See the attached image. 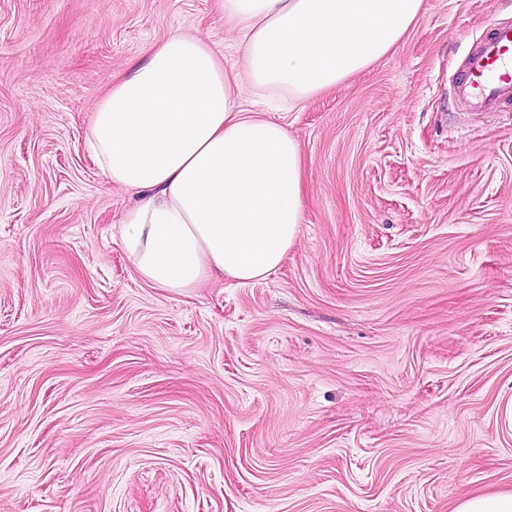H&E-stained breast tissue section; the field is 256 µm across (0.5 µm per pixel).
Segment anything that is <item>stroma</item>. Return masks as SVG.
<instances>
[{"label": "stroma", "mask_w": 512, "mask_h": 512, "mask_svg": "<svg viewBox=\"0 0 512 512\" xmlns=\"http://www.w3.org/2000/svg\"><path fill=\"white\" fill-rule=\"evenodd\" d=\"M512 0H425L396 49L280 113L304 222L278 270L136 273L95 102L211 0H0V512H450L512 490V106L455 95Z\"/></svg>", "instance_id": "stroma-1"}]
</instances>
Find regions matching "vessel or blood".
<instances>
[{"label": "vessel or blood", "instance_id": "1", "mask_svg": "<svg viewBox=\"0 0 512 512\" xmlns=\"http://www.w3.org/2000/svg\"><path fill=\"white\" fill-rule=\"evenodd\" d=\"M456 93L477 109L512 101V23L469 53Z\"/></svg>", "mask_w": 512, "mask_h": 512}]
</instances>
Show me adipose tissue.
<instances>
[{
	"mask_svg": "<svg viewBox=\"0 0 512 512\" xmlns=\"http://www.w3.org/2000/svg\"><path fill=\"white\" fill-rule=\"evenodd\" d=\"M212 3L240 35L239 68L170 33L97 101L87 139L108 181L139 196L122 223L137 273L176 292L263 280L299 237L301 146L247 99L293 110L385 58L425 12V0Z\"/></svg>",
	"mask_w": 512,
	"mask_h": 512,
	"instance_id": "1",
	"label": "adipose tissue"
}]
</instances>
